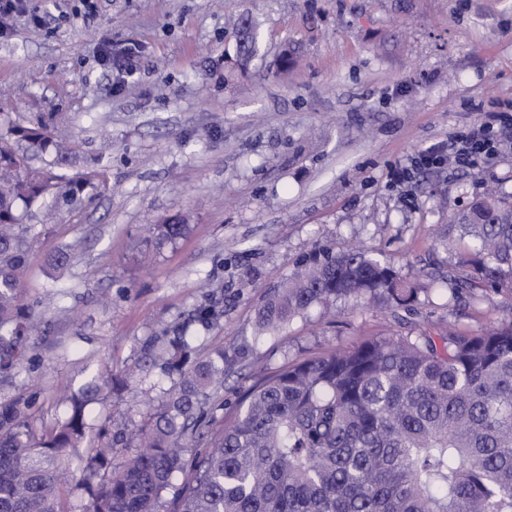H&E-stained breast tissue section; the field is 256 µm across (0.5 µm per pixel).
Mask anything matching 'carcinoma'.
Returning a JSON list of instances; mask_svg holds the SVG:
<instances>
[{"label": "carcinoma", "instance_id": "carcinoma-1", "mask_svg": "<svg viewBox=\"0 0 512 512\" xmlns=\"http://www.w3.org/2000/svg\"><path fill=\"white\" fill-rule=\"evenodd\" d=\"M255 51L252 23L237 65ZM76 159L75 144L59 143L43 122L0 123L1 378L20 368L39 327L20 295L37 226L109 190L107 162L71 174ZM453 222L457 241L475 242V257L462 261L474 273L453 290L512 291V202L485 196ZM188 230L169 218L148 233L161 248ZM417 295L409 277L363 247H320L258 307L254 339L317 306L404 307ZM195 353L189 337L169 340L161 360L176 381L135 437L89 423L88 405L114 388L110 376L69 391L63 419L41 432L31 422L36 394L0 400V512H67L74 462L89 493L84 512H160L177 473L184 482L170 512H512L511 320L466 334L373 336L263 374L207 448L224 409L212 392L247 348ZM133 442L140 452L112 468L117 448Z\"/></svg>", "mask_w": 512, "mask_h": 512}]
</instances>
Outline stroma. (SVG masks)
<instances>
[{
	"label": "stroma",
	"mask_w": 512,
	"mask_h": 512,
	"mask_svg": "<svg viewBox=\"0 0 512 512\" xmlns=\"http://www.w3.org/2000/svg\"><path fill=\"white\" fill-rule=\"evenodd\" d=\"M29 0L41 26L0 35V113L44 122L79 144L80 166L111 162L110 189L45 225L22 285L45 320L0 399L37 394L33 424L63 416V385L124 376L158 353L200 308L199 355L246 344L214 429L254 383V369L345 348L370 336L512 320V292H449L462 273L439 235L493 189L512 198V124L474 170L418 155L449 148L480 113L512 106V0ZM252 11L259 48L234 62L236 23ZM139 53L124 59L122 48ZM409 177L394 183V169ZM180 215L190 231L156 249L148 225ZM360 245L415 283L410 308L340 302L279 335L253 338L257 307L317 246ZM70 261L48 279L47 254ZM172 384L160 367L92 407L91 422L146 421Z\"/></svg>",
	"instance_id": "obj_1"
}]
</instances>
